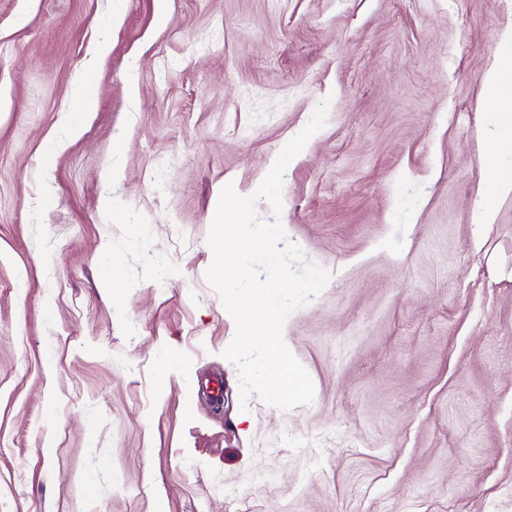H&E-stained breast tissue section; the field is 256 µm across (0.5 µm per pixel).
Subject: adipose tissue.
<instances>
[{
  "mask_svg": "<svg viewBox=\"0 0 512 512\" xmlns=\"http://www.w3.org/2000/svg\"><path fill=\"white\" fill-rule=\"evenodd\" d=\"M510 77H512V30L501 35L498 62L486 74V86L496 93L497 98L493 111L486 113L485 121L495 129L497 138L492 148V161L485 178L486 189L479 193L474 202L473 219L478 224H488L492 221L490 193L512 192V96H503L499 93L504 80Z\"/></svg>",
  "mask_w": 512,
  "mask_h": 512,
  "instance_id": "adipose-tissue-1",
  "label": "adipose tissue"
}]
</instances>
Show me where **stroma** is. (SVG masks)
Here are the masks:
<instances>
[{
  "label": "stroma",
  "mask_w": 512,
  "mask_h": 512,
  "mask_svg": "<svg viewBox=\"0 0 512 512\" xmlns=\"http://www.w3.org/2000/svg\"><path fill=\"white\" fill-rule=\"evenodd\" d=\"M509 28L512 0H0V512H512V193L473 221ZM326 97L283 174L332 278L282 411L240 398L208 234Z\"/></svg>",
  "instance_id": "35a3bbf8"
}]
</instances>
